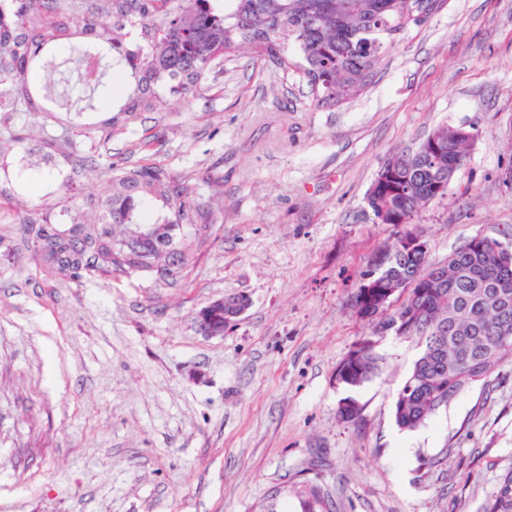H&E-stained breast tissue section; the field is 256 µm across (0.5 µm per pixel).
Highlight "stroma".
Returning a JSON list of instances; mask_svg holds the SVG:
<instances>
[{
	"label": "stroma",
	"mask_w": 512,
	"mask_h": 512,
	"mask_svg": "<svg viewBox=\"0 0 512 512\" xmlns=\"http://www.w3.org/2000/svg\"><path fill=\"white\" fill-rule=\"evenodd\" d=\"M135 124L107 112H21L29 145L73 131L54 167L0 155V512H255L290 481L335 512H482L512 468V362L399 429L392 394L422 348L375 337L377 370L355 391L336 367L372 327L349 306L360 271L402 224H375L366 193L385 159L437 126L477 137L414 231L439 264L476 236H512V0H447L391 48L376 76L327 109L305 82L249 51L195 93L156 88ZM113 152L191 177L211 227L177 284L139 274L51 279L20 220L41 202L102 195L106 168L71 186L59 170ZM249 309L211 337L196 315L223 296ZM354 396L357 419L342 421Z\"/></svg>",
	"instance_id": "obj_1"
}]
</instances>
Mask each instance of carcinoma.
<instances>
[{"label":"carcinoma","instance_id":"cac0c4a2","mask_svg":"<svg viewBox=\"0 0 512 512\" xmlns=\"http://www.w3.org/2000/svg\"><path fill=\"white\" fill-rule=\"evenodd\" d=\"M180 0H69L85 15L83 43L98 48L94 56L106 70L84 73L90 90L110 105L107 71L130 73L136 87L119 108L126 124L156 108L155 86L172 81L190 95L224 57L248 45L284 74L292 71L310 87L321 107L347 102L364 90L384 63L388 48L409 27L425 22L418 0H194L184 10ZM58 0H0V99L12 112L46 111L53 99L29 81L38 67L54 65L53 49L71 33L61 21ZM297 52L300 60L289 57ZM463 128L443 124L412 151L387 158L368 189L366 204L375 224H408L429 202L446 195L473 138ZM55 135L38 147L12 133L0 137V153L14 148L24 158L49 163L61 143ZM112 182L89 203L65 208L69 222L53 224L37 212L22 220V234L32 245L39 272L51 278L82 280L148 273L175 284L185 277L205 235L207 212L194 198L189 177L179 180L163 167H132L109 161ZM159 200L166 212L149 216L144 199ZM137 224H157V238L130 249L124 241ZM373 287L354 288L356 315L374 324L373 334L394 323L401 335L415 336L422 353L393 396V417L402 430H413L437 410L440 392L463 390L475 377L512 361L499 349L502 327L512 337V259L482 237L472 238L433 265L428 254L409 249L404 235L373 257L359 279ZM406 294L393 311L382 304L387 291ZM372 337H363L336 368V381L350 388L364 384L376 370ZM300 512H334L332 501L313 485L292 490ZM484 512H512V468L500 478Z\"/></svg>","mask_w":512,"mask_h":512}]
</instances>
